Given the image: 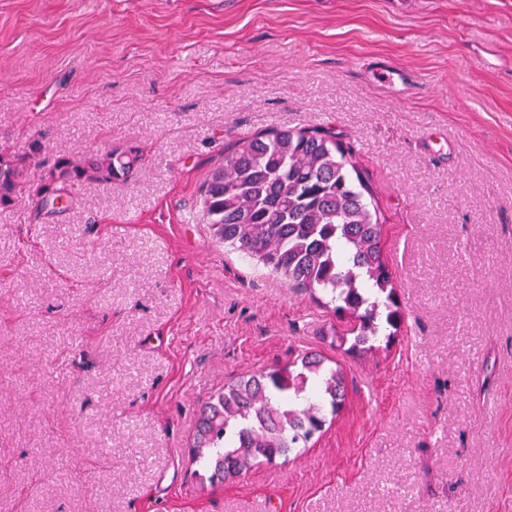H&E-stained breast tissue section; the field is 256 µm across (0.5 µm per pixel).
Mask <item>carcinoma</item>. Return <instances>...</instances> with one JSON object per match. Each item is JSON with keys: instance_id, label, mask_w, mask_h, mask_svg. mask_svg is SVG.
Returning a JSON list of instances; mask_svg holds the SVG:
<instances>
[{"instance_id": "cac0c4a2", "label": "carcinoma", "mask_w": 512, "mask_h": 512, "mask_svg": "<svg viewBox=\"0 0 512 512\" xmlns=\"http://www.w3.org/2000/svg\"><path fill=\"white\" fill-rule=\"evenodd\" d=\"M28 158L0 154V205L27 186ZM132 151L94 159L59 157L32 196L42 208L65 206L70 190L96 178L127 177ZM368 178L352 146L327 129H283L243 138L203 192V216L224 245L247 254L295 288L318 294L349 329L338 337L368 352L394 336L403 309L384 251L385 224L371 209ZM346 396L339 369L306 354L267 372L243 376L200 410L191 453L210 483L272 464L305 448Z\"/></svg>"}]
</instances>
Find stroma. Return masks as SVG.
Masks as SVG:
<instances>
[{"label": "stroma", "mask_w": 512, "mask_h": 512, "mask_svg": "<svg viewBox=\"0 0 512 512\" xmlns=\"http://www.w3.org/2000/svg\"><path fill=\"white\" fill-rule=\"evenodd\" d=\"M268 128L356 147L389 348H337L330 309L205 224L225 151ZM35 138L33 185L59 156L142 166L0 206V512H512V0H0V153ZM305 353L344 370L337 418L200 483L202 405Z\"/></svg>", "instance_id": "1"}]
</instances>
